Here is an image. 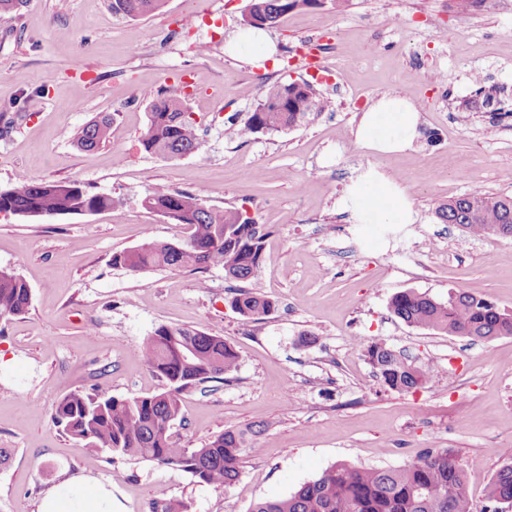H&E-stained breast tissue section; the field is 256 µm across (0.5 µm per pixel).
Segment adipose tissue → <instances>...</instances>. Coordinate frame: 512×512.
Segmentation results:
<instances>
[{"mask_svg": "<svg viewBox=\"0 0 512 512\" xmlns=\"http://www.w3.org/2000/svg\"><path fill=\"white\" fill-rule=\"evenodd\" d=\"M420 111L392 90L377 94L353 130L356 144L380 155L411 150L419 135ZM354 224H413L414 201L406 186L379 167L362 169L346 185L338 203ZM37 512H113L112 492L87 476H73L52 487Z\"/></svg>", "mask_w": 512, "mask_h": 512, "instance_id": "ef3b65f1", "label": "adipose tissue"}]
</instances>
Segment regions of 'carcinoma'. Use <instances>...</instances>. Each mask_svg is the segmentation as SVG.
Masks as SVG:
<instances>
[{"label": "carcinoma", "mask_w": 512, "mask_h": 512, "mask_svg": "<svg viewBox=\"0 0 512 512\" xmlns=\"http://www.w3.org/2000/svg\"><path fill=\"white\" fill-rule=\"evenodd\" d=\"M166 0H112V13L124 18L149 15ZM319 0H255L261 21L274 24L300 6H317ZM147 125L141 137L145 152L162 158L196 153L197 128L185 98L176 94L147 97ZM500 104L499 89L481 87L468 108ZM328 101L305 81L272 84L264 99L244 124L234 127V139L248 141L258 134L292 129L312 114L328 109ZM112 118L98 115L77 132L75 145L83 151L110 142ZM112 195L78 182H48L19 177L0 188V214L20 218H53L112 211ZM142 206L167 215L175 224L192 229L189 238L173 249L165 242L146 240L112 256V266L128 272L150 267L206 270L224 268L225 277L238 283L231 299L244 319L256 321L274 313L277 300L261 292L255 282L262 261L263 225L247 213L216 208L199 195L183 190L152 189ZM445 224H462L465 233L486 237L495 224L506 226L512 238V196L487 194L481 189L452 197L436 211ZM32 290L14 272L0 270V320L25 314ZM391 313L412 328L474 341L512 336V313L498 309L488 299L464 291H449L437 301L412 289L395 293ZM365 354L379 381L389 389L408 392L423 386L430 370L383 342L372 341ZM151 372L165 380L156 393L133 398L117 397L93 389H74L56 404L52 419L75 445L85 451L107 450L117 456L154 461L191 474L197 482L229 487L240 476L244 455L257 453V440L268 425L253 423L227 428L199 448H185L172 437L174 423L182 418L181 395L204 383L224 381L236 370L239 354L221 336L198 329L161 325L135 349ZM490 502L512 499V458H508L487 486ZM249 512H471L464 471L446 450L429 448L415 461L397 468L359 467L334 463L288 497L262 500Z\"/></svg>", "instance_id": "cac0c4a2"}]
</instances>
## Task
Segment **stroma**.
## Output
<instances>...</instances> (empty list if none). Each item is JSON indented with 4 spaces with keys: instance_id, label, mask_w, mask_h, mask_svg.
<instances>
[{
    "instance_id": "stroma-1",
    "label": "stroma",
    "mask_w": 512,
    "mask_h": 512,
    "mask_svg": "<svg viewBox=\"0 0 512 512\" xmlns=\"http://www.w3.org/2000/svg\"><path fill=\"white\" fill-rule=\"evenodd\" d=\"M248 3L166 0L161 11L130 19L113 15L111 0H26L0 15V188L23 173L76 180L122 201L97 215H0V269L32 290L23 316L0 321V512H36L41 494L73 475L111 489L114 512L168 501L184 512H249L334 462L400 467L430 448L458 458L472 512L487 506L486 488L512 448V336L473 342L412 328L388 303L406 289L439 301L453 289L512 312V239L474 238L436 216L441 203L476 186L512 194V0L465 9L460 0H346L340 9L322 0L269 28L277 54L262 67L227 48ZM197 14L203 25L180 26ZM310 37L319 71L297 61ZM185 77L201 147L173 159L149 154L137 91H171ZM295 80L312 82L332 110L244 143L225 137L270 84ZM480 86L501 89V111L465 110ZM383 89L421 110L420 135L403 155L374 154L352 135ZM101 113L112 117L110 143L79 150L76 131ZM371 165L397 175L418 212L387 246L359 240L338 207L350 176ZM159 186L246 210L268 228L257 279L278 298L276 312L243 321L219 266H111L114 253L145 239L187 236L143 208ZM163 324L224 337L240 355L224 382L184 394L175 441L197 448L228 427L269 425L230 488L85 452L52 422L57 402L76 388L121 397L163 388L134 354ZM306 333L317 343L299 346ZM377 340L431 366L424 387L384 386L363 349Z\"/></svg>"
}]
</instances>
